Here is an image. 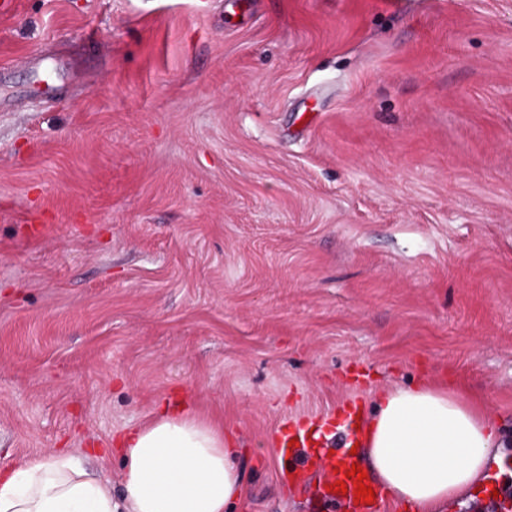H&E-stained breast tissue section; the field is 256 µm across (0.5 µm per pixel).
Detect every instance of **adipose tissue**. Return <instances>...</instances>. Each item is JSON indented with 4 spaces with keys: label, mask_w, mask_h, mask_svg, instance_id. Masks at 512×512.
<instances>
[{
    "label": "adipose tissue",
    "mask_w": 512,
    "mask_h": 512,
    "mask_svg": "<svg viewBox=\"0 0 512 512\" xmlns=\"http://www.w3.org/2000/svg\"><path fill=\"white\" fill-rule=\"evenodd\" d=\"M114 445L123 461L121 498L80 457L61 451L0 470V512H237L243 503L238 449L223 423L186 402L163 405ZM364 445L391 502L443 512L488 478L503 443L481 404L426 381L376 393Z\"/></svg>",
    "instance_id": "ef3b65f1"
}]
</instances>
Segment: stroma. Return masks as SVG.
<instances>
[{"label": "stroma", "instance_id": "1", "mask_svg": "<svg viewBox=\"0 0 512 512\" xmlns=\"http://www.w3.org/2000/svg\"><path fill=\"white\" fill-rule=\"evenodd\" d=\"M512 434V0H18L0 14V469L123 487L124 426L280 430L424 379Z\"/></svg>", "mask_w": 512, "mask_h": 512}]
</instances>
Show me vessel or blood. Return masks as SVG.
Here are the masks:
<instances>
[{
    "instance_id": "b4317fda",
    "label": "vessel or blood",
    "mask_w": 512,
    "mask_h": 512,
    "mask_svg": "<svg viewBox=\"0 0 512 512\" xmlns=\"http://www.w3.org/2000/svg\"><path fill=\"white\" fill-rule=\"evenodd\" d=\"M357 419L355 414H348L346 418L345 444L337 454H329L327 448L319 446L315 433L305 427H292L282 430L278 442V459L281 467L282 480H296L302 484V493L306 498L322 502L329 512H381L382 499H375L363 504L356 501L353 491L356 487L354 480L348 479L350 470L356 457L353 450L359 434L355 429ZM304 453L306 463L312 464L315 470L326 473V481L315 484L309 483L307 473L291 474L290 468L297 453ZM345 482L346 495L335 494L333 484ZM472 512H512V486L501 484L493 496L476 498L472 505Z\"/></svg>"
}]
</instances>
